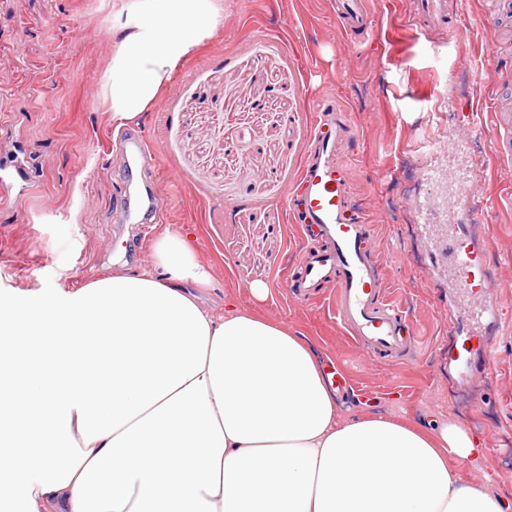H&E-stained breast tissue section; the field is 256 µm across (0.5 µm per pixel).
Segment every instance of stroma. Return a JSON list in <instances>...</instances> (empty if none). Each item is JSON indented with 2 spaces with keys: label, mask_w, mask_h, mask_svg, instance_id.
Segmentation results:
<instances>
[{
  "label": "stroma",
  "mask_w": 512,
  "mask_h": 512,
  "mask_svg": "<svg viewBox=\"0 0 512 512\" xmlns=\"http://www.w3.org/2000/svg\"><path fill=\"white\" fill-rule=\"evenodd\" d=\"M219 37L156 101L134 131L149 163L129 178L99 74L112 55L113 0H0V164L30 153L27 179L0 200V297L74 289L109 270L146 269L167 226L195 227L197 255L212 274L202 300L222 313L224 294L301 331L324 366L347 378L340 399L357 411L461 426L484 436L482 468L512 494V332L487 330L481 368L459 378L448 357L450 321L469 300L448 273L443 191L420 171H450L490 157L497 132H466L479 93L512 87L484 0H456L454 35L406 29L409 0H366L369 38L351 46L333 0H221ZM354 133L338 160L351 172L353 210L375 226L373 245L388 297L405 312L417 347L405 359L363 354L336 319L332 291L307 301L288 282L308 241L288 195L314 146L326 96ZM149 189L162 217L127 218L126 196ZM512 161L481 173L473 235L495 294L512 303ZM270 287L255 301L250 288Z\"/></svg>",
  "instance_id": "35a3bbf8"
}]
</instances>
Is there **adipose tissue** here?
Returning a JSON list of instances; mask_svg holds the SVG:
<instances>
[{
  "label": "adipose tissue",
  "instance_id": "adipose-tissue-1",
  "mask_svg": "<svg viewBox=\"0 0 512 512\" xmlns=\"http://www.w3.org/2000/svg\"><path fill=\"white\" fill-rule=\"evenodd\" d=\"M100 75L115 128L214 40L216 0H119ZM157 271L0 300V512H512L484 439L344 413L314 345L224 296L192 229L164 228Z\"/></svg>",
  "mask_w": 512,
  "mask_h": 512
}]
</instances>
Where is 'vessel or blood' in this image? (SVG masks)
<instances>
[{
	"instance_id": "obj_1",
	"label": "vessel or blood",
	"mask_w": 512,
	"mask_h": 512,
	"mask_svg": "<svg viewBox=\"0 0 512 512\" xmlns=\"http://www.w3.org/2000/svg\"><path fill=\"white\" fill-rule=\"evenodd\" d=\"M336 14L346 35L367 33L365 0H336ZM410 23L434 33L448 27V0H411ZM351 126L344 116L317 119V152L306 159L288 209L309 237L325 241L305 258L292 286L304 299L314 298L320 286L336 290V317L362 350L399 357L415 343L401 311L384 297V276L377 253L370 246L373 227L347 201L348 178L333 160ZM485 166L476 161L452 172L454 188L448 194V267L455 287L476 297L464 319L455 324L462 336H474L476 327L498 326L504 305L492 299L494 282L482 264V246L468 228L476 222L473 197L478 174Z\"/></svg>"
}]
</instances>
